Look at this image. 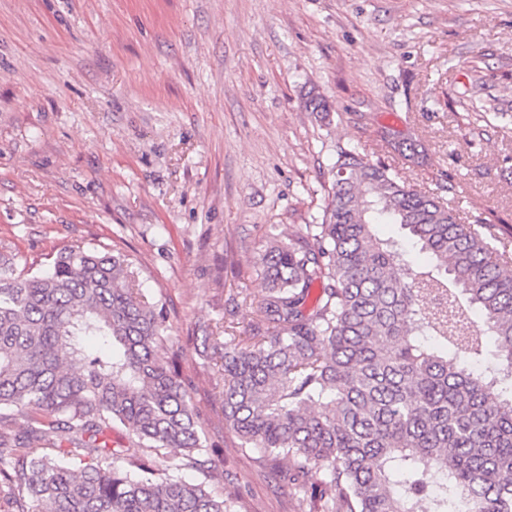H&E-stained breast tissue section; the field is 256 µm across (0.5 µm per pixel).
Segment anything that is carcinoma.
Segmentation results:
<instances>
[{
    "mask_svg": "<svg viewBox=\"0 0 512 512\" xmlns=\"http://www.w3.org/2000/svg\"><path fill=\"white\" fill-rule=\"evenodd\" d=\"M336 154L322 222L267 242L255 320L213 337L224 422L295 481L327 472L301 512H512V250L385 163ZM167 331L125 254L75 245L30 277L0 270V484L27 494L4 512H240L167 475L218 473L158 355ZM162 448L182 453L160 473Z\"/></svg>",
    "mask_w": 512,
    "mask_h": 512,
    "instance_id": "1",
    "label": "carcinoma"
}]
</instances>
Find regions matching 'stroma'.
<instances>
[{
  "label": "stroma",
  "instance_id": "1",
  "mask_svg": "<svg viewBox=\"0 0 512 512\" xmlns=\"http://www.w3.org/2000/svg\"><path fill=\"white\" fill-rule=\"evenodd\" d=\"M340 146L512 242V0H0V265L133 258L248 512L299 501L225 425L211 338L255 317L268 238L321 222Z\"/></svg>",
  "mask_w": 512,
  "mask_h": 512
}]
</instances>
